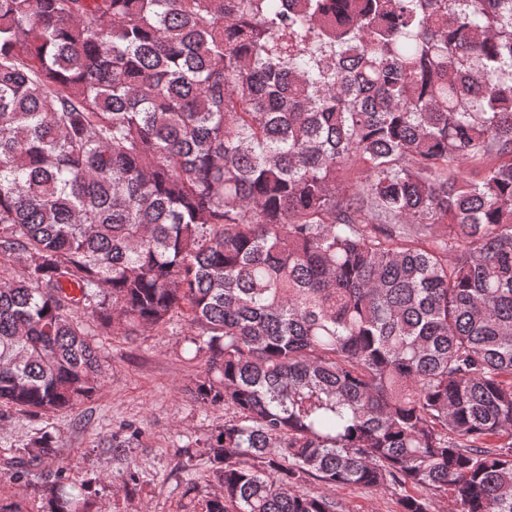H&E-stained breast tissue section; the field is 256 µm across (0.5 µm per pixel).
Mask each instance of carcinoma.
Listing matches in <instances>:
<instances>
[{
  "label": "carcinoma",
  "instance_id": "carcinoma-1",
  "mask_svg": "<svg viewBox=\"0 0 512 512\" xmlns=\"http://www.w3.org/2000/svg\"><path fill=\"white\" fill-rule=\"evenodd\" d=\"M180 321L186 512H512V0H0V409ZM54 444L0 512H93ZM342 512H399L395 497L363 487H345L335 491Z\"/></svg>",
  "mask_w": 512,
  "mask_h": 512
}]
</instances>
